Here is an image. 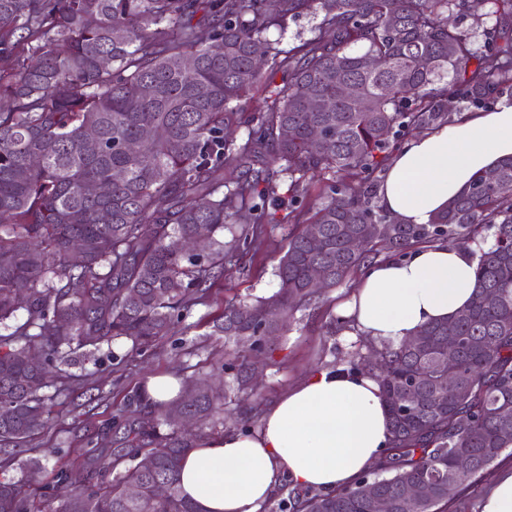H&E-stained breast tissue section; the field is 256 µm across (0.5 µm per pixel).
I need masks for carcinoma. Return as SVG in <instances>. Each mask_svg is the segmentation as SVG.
Masks as SVG:
<instances>
[{
  "instance_id": "1",
  "label": "carcinoma",
  "mask_w": 512,
  "mask_h": 512,
  "mask_svg": "<svg viewBox=\"0 0 512 512\" xmlns=\"http://www.w3.org/2000/svg\"><path fill=\"white\" fill-rule=\"evenodd\" d=\"M310 10L320 17L310 38L286 51L267 40ZM451 16L482 28V51ZM278 72L281 88L270 80ZM256 90L264 107L247 113ZM507 94L512 0H0V447L23 452L47 427L43 389L59 361L119 339L143 351L269 224L295 225L275 267L278 290L225 304L214 328L227 340L263 345L282 330L280 315L382 253L466 247L489 229L494 244L479 256L470 305L424 326L416 346L351 353V369L368 362L377 373L388 454L353 487L295 491L283 503L288 512H371L375 491L392 512H445L448 482L472 485L512 449V158L427 224L376 211L372 174L405 135L447 121L448 101L479 108ZM317 176L327 181L313 199ZM201 225L205 250L183 251ZM73 242L79 264L68 256ZM316 267L327 273L321 285ZM235 361L240 391L248 355ZM198 387L168 404L150 402L143 386L130 393L112 413L126 446H92L91 476L77 485L60 474L58 505L45 512H198L181 493V464L196 442L224 434L216 424L230 399ZM176 408L196 421L194 436L169 421ZM461 452L471 459L463 472ZM146 457L150 469L140 467ZM412 482L429 495L406 501ZM0 512H27L11 478H0Z\"/></svg>"
}]
</instances>
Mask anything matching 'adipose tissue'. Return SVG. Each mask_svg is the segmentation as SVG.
<instances>
[{
	"label": "adipose tissue",
	"mask_w": 512,
	"mask_h": 512,
	"mask_svg": "<svg viewBox=\"0 0 512 512\" xmlns=\"http://www.w3.org/2000/svg\"><path fill=\"white\" fill-rule=\"evenodd\" d=\"M512 156V103L463 111L407 141L379 186L382 208L402 224H426L475 175ZM423 246L371 265L336 314L347 340L398 346L426 324L470 304L478 255ZM390 416L375 373L320 367L265 408L252 431L199 441L180 471L183 496L200 512H261L281 481L325 493L353 485L390 445Z\"/></svg>",
	"instance_id": "ef3b65f1"
}]
</instances>
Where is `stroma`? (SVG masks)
Returning <instances> with one entry per match:
<instances>
[{"label":"stroma","instance_id":"35a3bbf8","mask_svg":"<svg viewBox=\"0 0 512 512\" xmlns=\"http://www.w3.org/2000/svg\"><path fill=\"white\" fill-rule=\"evenodd\" d=\"M290 230L287 224L268 227L257 249L243 258L241 268L226 272L209 297L195 306L173 333L158 338L144 355L115 364L113 354L127 349L126 343L118 342L60 362V375L71 378L69 393L52 402L49 427L32 441L31 451L21 454L6 468L7 475L20 479L28 512H41L59 470H67L74 478H85L88 441H114L115 434L110 429L113 408L122 403L128 392L145 384L150 375L168 372L189 381L227 380L223 367L232 359L237 345L214 335L213 324L228 301L267 297L275 292L274 268L286 249ZM350 292L346 284L331 289L321 303L296 310L288 317L281 335L262 351V375L253 392L239 395L225 414V428L256 427L257 407L272 402L313 369L345 364L352 346L342 335L331 334L329 327L335 320L333 304ZM510 471L512 452L507 451L473 487L450 497L447 512H480L484 492L499 475Z\"/></svg>","mask_w":512,"mask_h":512}]
</instances>
